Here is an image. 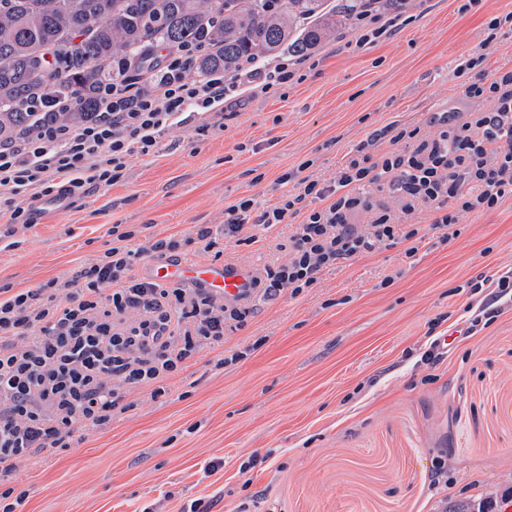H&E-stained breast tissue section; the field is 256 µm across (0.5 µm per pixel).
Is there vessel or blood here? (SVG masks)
Instances as JSON below:
<instances>
[{"label":"vessel or blood","mask_w":512,"mask_h":512,"mask_svg":"<svg viewBox=\"0 0 512 512\" xmlns=\"http://www.w3.org/2000/svg\"><path fill=\"white\" fill-rule=\"evenodd\" d=\"M144 273L160 283H185L214 295L227 298L249 292L252 272L227 262L164 260L147 264Z\"/></svg>","instance_id":"vessel-or-blood-1"}]
</instances>
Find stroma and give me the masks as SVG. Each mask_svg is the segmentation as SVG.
Returning <instances> with one entry per match:
<instances>
[{"mask_svg":"<svg viewBox=\"0 0 512 512\" xmlns=\"http://www.w3.org/2000/svg\"><path fill=\"white\" fill-rule=\"evenodd\" d=\"M373 13L410 22L370 40L351 20L294 58L288 84L243 90L236 107L209 115L207 135L188 118L66 211L38 224L0 219V289L70 278L111 247L116 224L141 242L180 240L175 258L192 257L184 241L197 225L223 224L243 197L275 205L283 175L331 177L393 122L490 109L462 95L455 68L512 0H376ZM415 219L426 235L414 257L399 244L325 270L302 295L251 296L247 323L168 378L165 396L128 390L130 409L111 424L21 463V512H449L512 501V298L477 326L489 294L469 287L512 276V197L461 214L447 242L428 212ZM293 231L256 230L222 259L257 272L284 264ZM435 335L448 354L423 363Z\"/></svg>","mask_w":512,"mask_h":512,"instance_id":"stroma-1","label":"stroma"}]
</instances>
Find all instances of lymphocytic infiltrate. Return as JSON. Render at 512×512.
<instances>
[{"label":"lymphocytic infiltrate","mask_w":512,"mask_h":512,"mask_svg":"<svg viewBox=\"0 0 512 512\" xmlns=\"http://www.w3.org/2000/svg\"><path fill=\"white\" fill-rule=\"evenodd\" d=\"M203 47L167 55L144 84L116 79L98 90V119L78 127L37 126L0 141V216L29 224L53 194L82 197L119 181L134 156L154 154L161 135L187 112L223 111L237 89L267 93L292 77L287 63L246 58L234 73L194 70ZM483 50L456 67L467 98L491 102L486 112H443L433 133L389 125L372 132L329 179L306 176L274 206L256 211L246 198L225 209L220 229L199 226L192 242L216 252L219 239L239 240L247 227L297 219L287 264L265 269L253 291L297 296L316 287L323 270L419 234L397 214L429 209L431 230L458 236L460 214L495 209L512 197V72L486 75ZM387 148H380V141ZM388 192L397 207H376ZM129 232L70 279L0 298V483L21 461L64 448L75 429L111 421L130 389L159 395V383L202 350L223 346L228 326L250 310L237 300L184 284L138 277L147 257L179 248L171 238L136 244Z\"/></svg>","instance_id":"obj_1"}]
</instances>
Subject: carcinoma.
Here are the masks:
<instances>
[{"label": "carcinoma", "mask_w": 512, "mask_h": 512, "mask_svg": "<svg viewBox=\"0 0 512 512\" xmlns=\"http://www.w3.org/2000/svg\"><path fill=\"white\" fill-rule=\"evenodd\" d=\"M365 0H0V140L36 122L78 127L96 117L106 77L142 79L161 43L210 46L198 71L232 69L247 56L316 49L346 26ZM45 96L47 110L29 101ZM72 108L58 110L56 103Z\"/></svg>", "instance_id": "obj_1"}]
</instances>
